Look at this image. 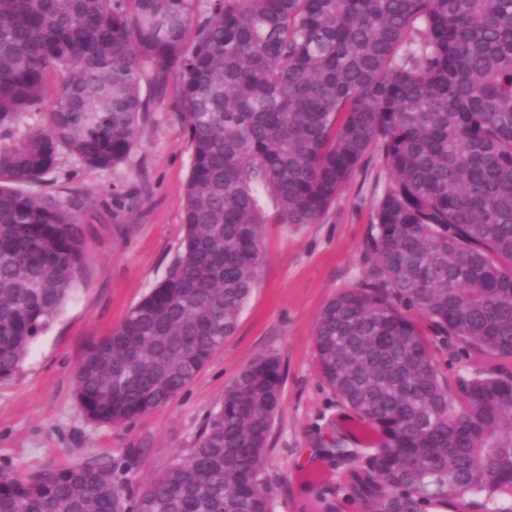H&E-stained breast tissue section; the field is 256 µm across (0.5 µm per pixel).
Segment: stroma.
Masks as SVG:
<instances>
[{
	"instance_id": "1",
	"label": "stroma",
	"mask_w": 512,
	"mask_h": 512,
	"mask_svg": "<svg viewBox=\"0 0 512 512\" xmlns=\"http://www.w3.org/2000/svg\"><path fill=\"white\" fill-rule=\"evenodd\" d=\"M144 136L114 168L61 155L49 182L31 193L82 198L85 238L79 281L21 370L0 381V469L28 477L94 461L137 493L192 447L224 388L252 361L278 356L284 380L265 474L273 512H366L349 497L343 466L321 456L344 408L321 379L313 333L324 306L368 274L375 202L390 178L371 147L314 224H267L258 284L238 327L196 378L166 405L126 424L83 413L75 370L88 344L117 327L165 275L183 237L182 198L191 155L178 114L179 87L153 89Z\"/></svg>"
}]
</instances>
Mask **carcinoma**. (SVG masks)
<instances>
[{"instance_id": "1", "label": "carcinoma", "mask_w": 512, "mask_h": 512, "mask_svg": "<svg viewBox=\"0 0 512 512\" xmlns=\"http://www.w3.org/2000/svg\"><path fill=\"white\" fill-rule=\"evenodd\" d=\"M171 78L191 152L184 236L80 360L86 416L127 423L188 386L257 286L261 199L279 224H314L377 144L391 178L374 271L314 332L355 428L321 451L369 512H473L512 492V0H0V379L80 276L78 197L24 187L63 153L123 163L142 136V82ZM436 337L474 360L454 387ZM282 383L274 355L241 370L131 504L89 461L0 471V512H272Z\"/></svg>"}]
</instances>
